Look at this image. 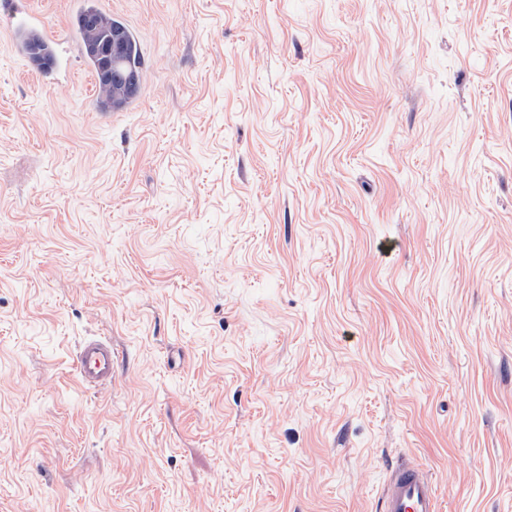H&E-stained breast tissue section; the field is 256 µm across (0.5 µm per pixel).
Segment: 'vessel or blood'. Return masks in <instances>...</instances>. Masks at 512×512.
<instances>
[{
  "mask_svg": "<svg viewBox=\"0 0 512 512\" xmlns=\"http://www.w3.org/2000/svg\"><path fill=\"white\" fill-rule=\"evenodd\" d=\"M41 43L54 51L46 65L34 57L33 47ZM56 46V35L35 13H26L13 32L12 52L27 59L30 70L48 82L57 80L67 69L66 61L55 51ZM76 370L86 386L105 387L112 380L111 343L98 337L84 340L77 355ZM376 508L378 512H437L435 485L418 465L401 463L386 479Z\"/></svg>",
  "mask_w": 512,
  "mask_h": 512,
  "instance_id": "obj_1",
  "label": "vessel or blood"
}]
</instances>
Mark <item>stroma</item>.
<instances>
[{
  "label": "stroma",
  "instance_id": "obj_1",
  "mask_svg": "<svg viewBox=\"0 0 512 512\" xmlns=\"http://www.w3.org/2000/svg\"><path fill=\"white\" fill-rule=\"evenodd\" d=\"M98 3L122 112L0 0V512H512V0ZM83 11L75 21L76 30L84 34L87 63L96 72L100 79L97 106L101 112H114L122 110L127 101L138 96L140 91V78L143 59L137 40L130 37L125 25L118 19L103 14L93 2L87 0ZM119 32L124 38L125 47L121 52V43L118 39L112 42L106 50L109 59H117L114 67L105 73H100L96 56V48L112 35ZM138 79V81H137ZM139 82V84H138ZM45 44L52 55L51 62L43 65L41 61L33 58V45ZM57 37L47 26L43 18L36 14L28 12L25 14V20L13 30L11 50L15 54L25 58L28 67L34 73L39 75L47 82L57 80L67 69V63L57 51ZM41 62V63H40ZM42 64V65H41ZM76 370L86 386L105 387L112 381V344L98 337L84 340L77 355ZM378 512H437L435 485L428 473L402 462L386 479L376 504Z\"/></svg>",
  "mask_w": 512,
  "mask_h": 512
}]
</instances>
